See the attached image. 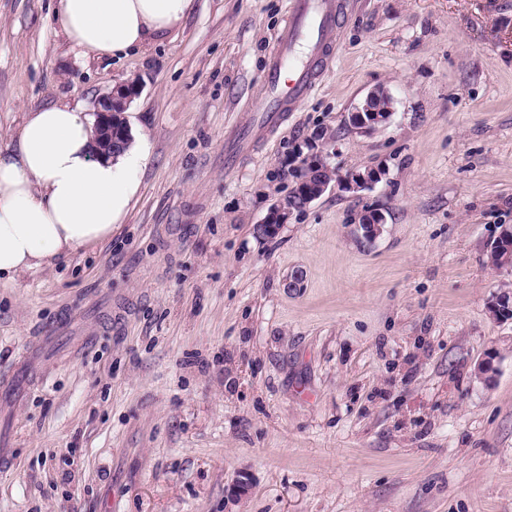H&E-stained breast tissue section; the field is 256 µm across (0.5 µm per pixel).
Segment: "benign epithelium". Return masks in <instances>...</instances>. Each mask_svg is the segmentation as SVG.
Here are the masks:
<instances>
[{"mask_svg": "<svg viewBox=\"0 0 512 512\" xmlns=\"http://www.w3.org/2000/svg\"><path fill=\"white\" fill-rule=\"evenodd\" d=\"M137 94L138 86L131 82L116 86L94 100L95 132L97 136H103L107 142H112V114L114 109L126 110L128 103ZM385 95H387V92L383 89H375L369 92L351 112L350 122L352 126L362 132H369L386 123L392 114V107L388 106L384 109L373 107V103ZM316 143L317 139L312 138L308 141V152L305 153L299 148L290 156V161L294 162L295 173L302 176V181L306 183L303 206H309L332 187L343 192L357 194L373 188L382 179L380 169L369 168L365 171H354L345 176L338 175L332 181H310L311 173L316 170H323L328 157V154L324 151L315 150ZM295 211H297V208L290 204L286 198L274 201L270 205L264 221L257 225L258 232L269 237L274 235L281 225L288 222ZM496 242L505 249L506 266H511V225H501V231L496 237Z\"/></svg>", "mask_w": 512, "mask_h": 512, "instance_id": "7a95c632", "label": "benign epithelium"}]
</instances>
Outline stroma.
Wrapping results in <instances>:
<instances>
[{"instance_id": "stroma-1", "label": "stroma", "mask_w": 512, "mask_h": 512, "mask_svg": "<svg viewBox=\"0 0 512 512\" xmlns=\"http://www.w3.org/2000/svg\"><path fill=\"white\" fill-rule=\"evenodd\" d=\"M56 4L0 0V147L133 81L149 153L109 240L0 283V370L53 339L0 404V512H512V271L486 258L512 225V0H348L315 91L230 168L290 0H195L99 59ZM379 87L390 119L353 129ZM320 128L339 173L382 180L256 235Z\"/></svg>"}]
</instances>
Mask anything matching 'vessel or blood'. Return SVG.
Instances as JSON below:
<instances>
[{
    "instance_id": "1",
    "label": "vessel or blood",
    "mask_w": 512,
    "mask_h": 512,
    "mask_svg": "<svg viewBox=\"0 0 512 512\" xmlns=\"http://www.w3.org/2000/svg\"><path fill=\"white\" fill-rule=\"evenodd\" d=\"M342 0H293L274 55L263 78L265 97L258 103L257 135L273 133L288 109L313 92L320 66L334 45L343 20Z\"/></svg>"
}]
</instances>
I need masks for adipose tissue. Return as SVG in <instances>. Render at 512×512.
Instances as JSON below:
<instances>
[{
	"instance_id": "1",
	"label": "adipose tissue",
	"mask_w": 512,
	"mask_h": 512,
	"mask_svg": "<svg viewBox=\"0 0 512 512\" xmlns=\"http://www.w3.org/2000/svg\"><path fill=\"white\" fill-rule=\"evenodd\" d=\"M68 40L88 57L117 55L177 28L193 0H58ZM134 138L99 155L93 122L81 106L26 113L0 148V281H17L53 258L109 239L124 223L147 157Z\"/></svg>"
}]
</instances>
